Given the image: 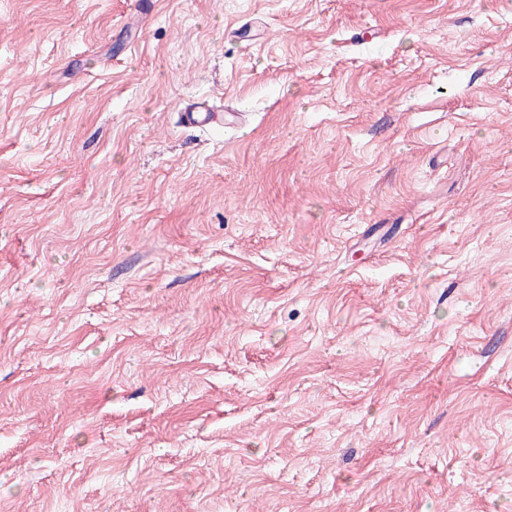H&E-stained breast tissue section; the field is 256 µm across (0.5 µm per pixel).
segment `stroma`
<instances>
[{
	"instance_id": "1",
	"label": "stroma",
	"mask_w": 512,
	"mask_h": 512,
	"mask_svg": "<svg viewBox=\"0 0 512 512\" xmlns=\"http://www.w3.org/2000/svg\"><path fill=\"white\" fill-rule=\"evenodd\" d=\"M0 512H512V0H0ZM222 106L208 100L195 102L181 112L182 122L187 126L206 128L224 124Z\"/></svg>"
}]
</instances>
